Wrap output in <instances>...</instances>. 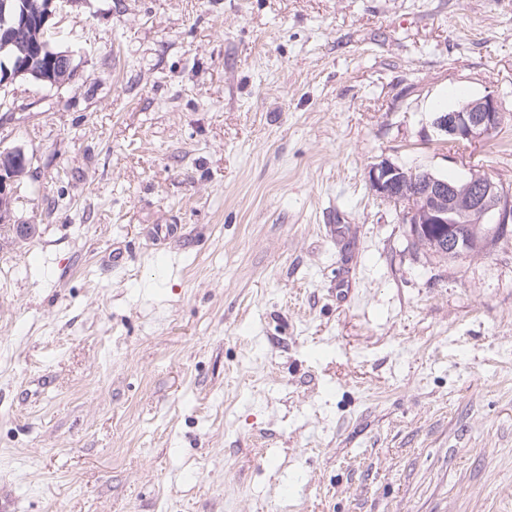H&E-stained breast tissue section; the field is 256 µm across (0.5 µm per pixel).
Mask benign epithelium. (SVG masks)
<instances>
[{
  "label": "benign epithelium",
  "instance_id": "7a95c632",
  "mask_svg": "<svg viewBox=\"0 0 512 512\" xmlns=\"http://www.w3.org/2000/svg\"><path fill=\"white\" fill-rule=\"evenodd\" d=\"M14 13L16 25L3 28L0 33V52L16 48L26 53L15 39L16 27L27 23V13H18L9 0H0V18ZM56 70L68 73L72 70L71 57L65 52L52 55ZM54 70V71H56ZM54 71L37 72L35 76L54 82ZM503 112L498 100L492 95L475 99L465 105L443 113L435 120L437 128L454 142L488 140L500 127ZM26 167L22 149L0 151V199L9 200L15 193L17 178ZM368 179L372 190L384 199H392L405 191L407 183H413L407 205L398 211L400 221L410 227L412 238L429 230V225L439 224L446 235L440 238L441 248L457 250L459 238L455 233L458 224H507L512 221V189L482 174H473L462 183H450L433 174L420 170H407L384 159L370 167ZM0 223L11 226L13 233L25 238L32 232L29 224L12 222L11 212L0 210Z\"/></svg>",
  "mask_w": 512,
  "mask_h": 512
}]
</instances>
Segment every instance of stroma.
I'll use <instances>...</instances> for the list:
<instances>
[{
	"instance_id": "obj_1",
	"label": "stroma",
	"mask_w": 512,
	"mask_h": 512,
	"mask_svg": "<svg viewBox=\"0 0 512 512\" xmlns=\"http://www.w3.org/2000/svg\"><path fill=\"white\" fill-rule=\"evenodd\" d=\"M48 26L72 81L0 96L35 227L0 238L12 512H512V232L437 256L368 180L512 188V0H82ZM486 95L489 140L436 128Z\"/></svg>"
}]
</instances>
